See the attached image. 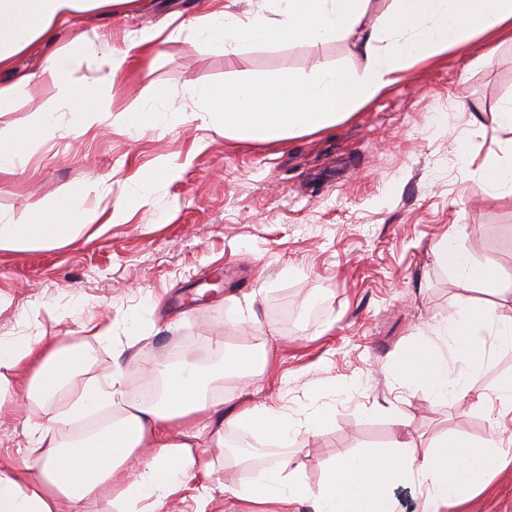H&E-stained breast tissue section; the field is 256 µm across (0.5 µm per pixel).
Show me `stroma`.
Wrapping results in <instances>:
<instances>
[{
	"instance_id": "obj_1",
	"label": "stroma",
	"mask_w": 512,
	"mask_h": 512,
	"mask_svg": "<svg viewBox=\"0 0 512 512\" xmlns=\"http://www.w3.org/2000/svg\"><path fill=\"white\" fill-rule=\"evenodd\" d=\"M208 3L138 0L86 15L15 59L16 69L34 72L78 37L109 45L120 64L113 111L150 102L192 119L140 136L116 123L83 135L62 128L24 170L0 175V213L19 224L59 196H82L98 211L138 200L120 223L87 225L76 242L0 249V337L84 351L51 401H27L24 418L0 420V471L24 472L38 453L37 425L53 417L63 430L75 393L114 362L127 366L124 385L133 392L176 349L203 365L219 350L232 357L268 349L261 377H225V413L253 404L293 415L322 408L327 426L288 449L241 429L224 438L290 458L316 494L339 452L393 446L402 417L415 451L447 431L487 438L495 418L482 398L488 377H476L460 404L441 405L397 380L390 364L462 303L488 297L462 289L434 262L435 244L453 225L463 227L455 234L461 250L512 280V194L482 196L476 179L496 133L475 135L472 124L512 101V35H479L401 72L328 131L249 141L211 130L194 96L236 80L223 49L179 40L140 61L127 54L143 30L190 20ZM318 63L357 69L362 60L350 42L334 39L318 48L251 46L243 66L295 75ZM159 90L166 99H156ZM55 95L47 81L27 86L14 110L0 114V135L29 124ZM159 161L171 166L170 181H134ZM94 326L108 327V338L90 337ZM204 457L210 477L186 481L161 512H230L224 487L266 463L229 462L216 447ZM449 512H512V463Z\"/></svg>"
}]
</instances>
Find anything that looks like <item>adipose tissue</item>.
<instances>
[{
    "mask_svg": "<svg viewBox=\"0 0 512 512\" xmlns=\"http://www.w3.org/2000/svg\"><path fill=\"white\" fill-rule=\"evenodd\" d=\"M133 0H0V71L37 39L73 26L82 15L132 4ZM275 17L262 13L241 16L225 9L195 18L165 32L156 30L134 42L147 53L189 32L192 43L221 47L228 61L241 59L246 46H288L304 42L319 46L331 39L348 40L362 58L361 70L316 65L298 76L270 77L246 72L230 85L199 89L195 97L211 118L216 133H232L253 141L328 129L352 116L396 81L409 65L467 45L478 35L512 29V0H391L378 10L377 0H275ZM68 53L49 59L38 73L0 82V112L11 111L19 92L31 82L51 81L57 89L52 107L41 109L34 125L0 135V173L12 174L28 162L35 143L55 131L60 121L86 130L115 121L135 134L162 125H179L184 112H161L149 103L120 111L112 109L114 72L92 84L73 85ZM478 129L493 127L509 132L499 152L490 153L479 188L486 195L512 191V104L490 116L473 120ZM101 218L82 208L72 197L56 199L35 211L29 223H13L0 214V247L33 243L50 249L77 240L84 226ZM438 266L451 269L459 284L487 292L512 295L495 264L478 262L446 238L434 251ZM512 350V315L497 307L464 304L446 323L431 327L428 335L403 348L391 363L405 384L424 389L437 403L453 404L466 398L479 372L497 353ZM78 347L45 344L32 338H0V416L21 415L22 407L10 395V377L27 367L26 396L50 399L82 361ZM266 361L243 354L201 370L177 359L164 367L163 394L153 405L142 404L123 386L124 368L86 385L70 406L72 420L104 406L119 416L84 437L60 442L55 433L39 435L42 455L27 465L26 479L0 471V512H81L82 503L106 497L119 512H156L176 493L184 478L210 470L201 459L202 445H224V429L232 427L274 438L280 447L294 446L299 436L316 435L327 423L326 411L303 417L269 407L254 406L227 419L225 426L197 427L198 415L215 410L217 400L207 397L215 382L229 374L254 375ZM141 448L152 454L141 471L131 459ZM506 453L493 439L482 442L443 434L420 453L406 444L383 450L347 451L330 463L325 487L311 495L290 468V459L255 470L248 481L230 489L231 497L254 503L291 506L310 501L313 512H395L394 487L415 482L425 491L422 512L465 502L484 489L506 465Z\"/></svg>",
    "mask_w": 512,
    "mask_h": 512,
    "instance_id": "obj_1",
    "label": "adipose tissue"
}]
</instances>
